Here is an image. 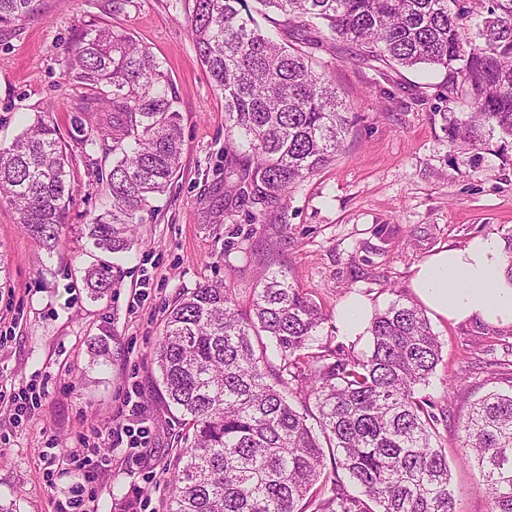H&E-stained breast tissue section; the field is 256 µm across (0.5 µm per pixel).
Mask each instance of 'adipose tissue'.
<instances>
[{
  "instance_id": "obj_1",
  "label": "adipose tissue",
  "mask_w": 512,
  "mask_h": 512,
  "mask_svg": "<svg viewBox=\"0 0 512 512\" xmlns=\"http://www.w3.org/2000/svg\"><path fill=\"white\" fill-rule=\"evenodd\" d=\"M507 257L498 240L474 237L465 246L433 252L412 270L410 288L432 315L451 321H477L512 328V281L505 275ZM373 305L351 295L340 307L336 333L364 342Z\"/></svg>"
}]
</instances>
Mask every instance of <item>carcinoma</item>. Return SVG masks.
I'll return each instance as SVG.
<instances>
[{
    "label": "carcinoma",
    "mask_w": 512,
    "mask_h": 512,
    "mask_svg": "<svg viewBox=\"0 0 512 512\" xmlns=\"http://www.w3.org/2000/svg\"><path fill=\"white\" fill-rule=\"evenodd\" d=\"M35 0H0V31ZM458 0H183L191 39L224 98V181L253 221L284 210L293 188L343 149L350 108L305 51L262 26L309 29L358 47L361 61L446 72V101L468 111L433 113L452 147L512 144V0H488L475 30ZM63 65L93 90L81 97L82 153L112 139V164L95 169L111 209L85 225L94 249L126 253L140 213L180 169L177 97L160 62L130 34L87 24ZM72 153L48 111L0 147V203L40 250L57 252L72 201ZM98 300L111 266L86 268ZM328 316L273 272L242 307L230 288L207 285L168 306L153 354L165 405L185 426L169 512H458L443 408L421 393L441 361L424 310L399 297L374 314L368 351L312 348ZM313 405L296 410L288 395ZM457 460L478 474L488 512H512V393L489 392L460 424Z\"/></svg>",
    "instance_id": "carcinoma-1"
}]
</instances>
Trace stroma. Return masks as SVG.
<instances>
[{"label":"stroma","mask_w":512,"mask_h":512,"mask_svg":"<svg viewBox=\"0 0 512 512\" xmlns=\"http://www.w3.org/2000/svg\"><path fill=\"white\" fill-rule=\"evenodd\" d=\"M94 21L131 33L161 62L180 112L182 167L155 210L143 211L129 257L112 258L114 286L90 299L82 282L93 262L85 224L108 209L93 166L111 154H75L74 202L57 254L47 256L0 204V391L30 386L39 401L18 420L0 401V500L17 512H55L80 482L75 473L47 480L52 447L77 449L83 438L107 434L121 414L122 394L143 392L144 416L154 433L148 465L115 449L111 472L96 484L95 512H123L141 498L168 512L182 428L166 410L155 384L153 352L166 307L186 289L223 282L246 303L259 280L286 272L309 292L330 320L317 343L336 345L331 320L353 293L386 308L410 294L412 268L432 251L459 247L477 236L505 240L512 233V148L450 149L433 112L444 75L427 68L362 64L355 45H327L314 31L275 29L302 45L316 70L332 81L356 118L335 161L299 185L287 207L267 223L248 209L224 207V99L211 85L176 0H36L34 12L0 32V146L9 145L36 111L49 109L62 141L74 147V86L61 58L73 31ZM442 361L423 394L448 410L440 440L459 444V425L484 394L512 392V329L480 322L432 320ZM107 337L112 362L93 364L90 346ZM459 512H487L475 472L453 465Z\"/></svg>","instance_id":"obj_1"}]
</instances>
